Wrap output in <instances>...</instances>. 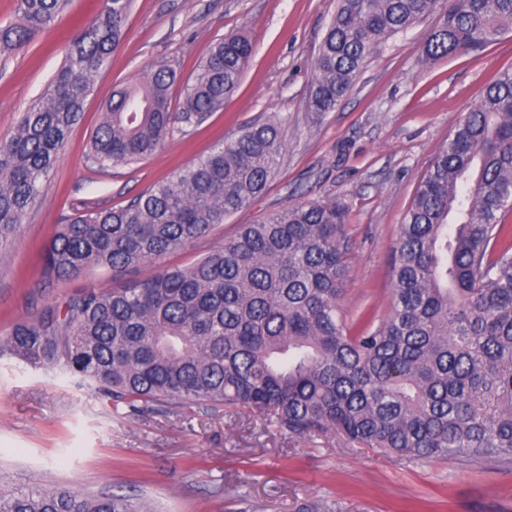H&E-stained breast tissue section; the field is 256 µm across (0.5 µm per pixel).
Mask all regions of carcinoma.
<instances>
[{"label":"carcinoma","mask_w":512,"mask_h":512,"mask_svg":"<svg viewBox=\"0 0 512 512\" xmlns=\"http://www.w3.org/2000/svg\"><path fill=\"white\" fill-rule=\"evenodd\" d=\"M69 0H16L0 53L24 50ZM131 0H103L63 62L0 140V250L44 192L97 74L127 30ZM439 16L424 63L512 32V0H337L313 63L308 111L346 97L390 36ZM253 56L239 32L216 41L182 86L163 65L115 89L88 141L99 171L127 167L224 108ZM282 123L251 124L120 208L68 216L44 246L40 278L154 265L204 239L266 190L286 153ZM512 67L459 114L419 180L392 255L385 317L357 326L342 306L347 274L338 201L290 204L241 224L219 249L122 288H84L16 322L7 355L87 384L139 414L157 404L272 417L291 436L337 432L405 458L512 460ZM0 512H150L141 501L70 488L0 489Z\"/></svg>","instance_id":"carcinoma-1"}]
</instances>
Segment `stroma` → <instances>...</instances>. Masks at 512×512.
Instances as JSON below:
<instances>
[{
  "label": "stroma",
  "mask_w": 512,
  "mask_h": 512,
  "mask_svg": "<svg viewBox=\"0 0 512 512\" xmlns=\"http://www.w3.org/2000/svg\"><path fill=\"white\" fill-rule=\"evenodd\" d=\"M102 0H70L61 21L23 51L0 54V138L60 66L80 22ZM336 0H133L127 34L97 77L84 116L71 131L47 186L14 244L0 253V338L17 320L83 288H118L135 271L88 269L42 284L40 252L73 208L120 207L248 124L283 122L284 160L266 191L225 217L202 241L168 254L191 264L223 246L239 225L286 205L333 198L346 210L348 318L383 316L392 299L391 257L399 224L421 176L448 141L460 112L476 104L501 68L512 66V33L488 48L423 66L433 27L391 37L365 63L335 112L307 110L315 58ZM248 34L254 57L223 110L140 163L101 173L87 143L116 84L162 65L190 78L211 44ZM0 477L10 485L69 487L131 495L153 512H298L305 501L342 512H512V463L418 460L360 448L336 433L292 437L245 410L155 407L139 416L94 389L0 359Z\"/></svg>",
  "instance_id": "obj_1"
}]
</instances>
